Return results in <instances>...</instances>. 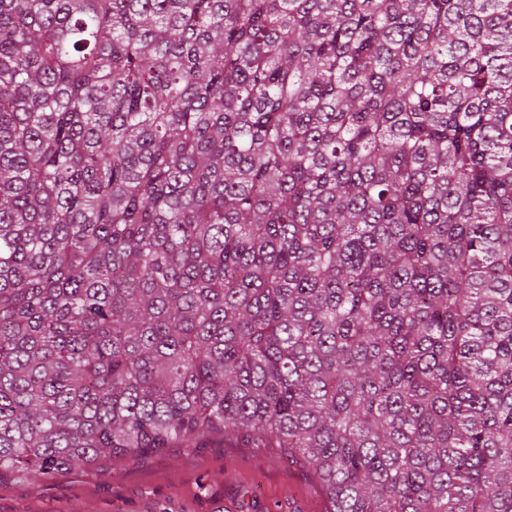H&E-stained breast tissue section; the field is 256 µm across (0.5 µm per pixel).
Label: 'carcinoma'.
Returning a JSON list of instances; mask_svg holds the SVG:
<instances>
[{"label":"carcinoma","instance_id":"carcinoma-1","mask_svg":"<svg viewBox=\"0 0 512 512\" xmlns=\"http://www.w3.org/2000/svg\"><path fill=\"white\" fill-rule=\"evenodd\" d=\"M224 443L512 512V0H0V475Z\"/></svg>","mask_w":512,"mask_h":512}]
</instances>
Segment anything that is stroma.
I'll return each instance as SVG.
<instances>
[{
    "mask_svg": "<svg viewBox=\"0 0 512 512\" xmlns=\"http://www.w3.org/2000/svg\"><path fill=\"white\" fill-rule=\"evenodd\" d=\"M276 448H174L117 469L0 478V512H326Z\"/></svg>",
    "mask_w": 512,
    "mask_h": 512,
    "instance_id": "1",
    "label": "stroma"
}]
</instances>
